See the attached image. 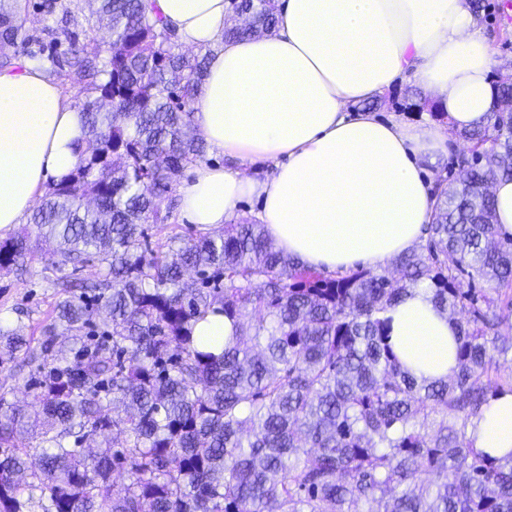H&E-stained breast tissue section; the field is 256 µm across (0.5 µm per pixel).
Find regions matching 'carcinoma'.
Segmentation results:
<instances>
[{"mask_svg":"<svg viewBox=\"0 0 512 512\" xmlns=\"http://www.w3.org/2000/svg\"><path fill=\"white\" fill-rule=\"evenodd\" d=\"M89 2L103 37L70 42L62 62L29 56L96 93L81 102V162L0 240V272L42 244L51 270L98 258L106 271L58 305L39 347L0 325V512H512V452L492 458L467 437L512 390V323L497 314L512 307V239L484 192L512 176V84L486 124L458 133L467 173L438 195L426 244L393 259L398 278L308 268L252 222L144 249V225L166 223L183 169L205 160L191 113L210 52H184L153 0ZM230 9L250 22L229 39L279 22L273 0ZM22 29L0 0V45ZM419 286L458 331L446 380L417 378L390 344L387 313ZM216 311L235 327L219 354L193 337ZM17 359L36 367L33 414L7 400ZM88 440L104 449L76 450ZM27 487L39 496L25 502Z\"/></svg>","mask_w":512,"mask_h":512,"instance_id":"cac0c4a2","label":"carcinoma"}]
</instances>
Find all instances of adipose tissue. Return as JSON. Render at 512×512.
I'll use <instances>...</instances> for the list:
<instances>
[{
    "label": "adipose tissue",
    "instance_id": "ef3b65f1",
    "mask_svg": "<svg viewBox=\"0 0 512 512\" xmlns=\"http://www.w3.org/2000/svg\"><path fill=\"white\" fill-rule=\"evenodd\" d=\"M155 4L184 45L211 53L193 124L215 161L181 188L182 220L214 231L256 198L278 249L332 273L382 268L425 238L438 188L429 167L486 120L495 95L496 62L469 0H277L274 31L230 42L227 0ZM404 80L444 121L364 109ZM83 137L80 110L42 69L0 71V232L76 169ZM389 316L407 369L452 374L457 330L423 289ZM468 438L493 457L512 451V392L489 400Z\"/></svg>",
    "mask_w": 512,
    "mask_h": 512
}]
</instances>
